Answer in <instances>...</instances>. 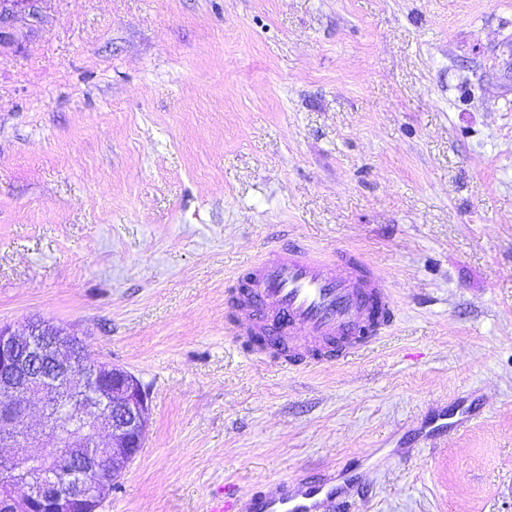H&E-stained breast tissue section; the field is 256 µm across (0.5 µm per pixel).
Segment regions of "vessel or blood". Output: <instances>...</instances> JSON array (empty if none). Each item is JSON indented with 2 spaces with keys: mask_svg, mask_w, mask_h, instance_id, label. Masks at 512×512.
Instances as JSON below:
<instances>
[{
  "mask_svg": "<svg viewBox=\"0 0 512 512\" xmlns=\"http://www.w3.org/2000/svg\"><path fill=\"white\" fill-rule=\"evenodd\" d=\"M225 302L252 310L253 322L237 334L265 337L260 358L300 370L360 356L382 339L395 310L391 289L362 253L322 256L299 244L268 248L239 272ZM362 466L351 457L334 474H300L268 491L231 487L227 494L237 512H353L365 494Z\"/></svg>",
  "mask_w": 512,
  "mask_h": 512,
  "instance_id": "obj_1",
  "label": "vessel or blood"
}]
</instances>
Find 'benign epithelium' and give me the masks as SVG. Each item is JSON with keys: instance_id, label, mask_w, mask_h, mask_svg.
<instances>
[{"instance_id": "obj_1", "label": "benign epithelium", "mask_w": 512, "mask_h": 512, "mask_svg": "<svg viewBox=\"0 0 512 512\" xmlns=\"http://www.w3.org/2000/svg\"><path fill=\"white\" fill-rule=\"evenodd\" d=\"M20 2L38 19L41 0H0V46L11 43ZM76 342L59 325L0 324V447L21 439L39 447L24 459L0 455V512H34L37 505L46 512H101L120 467L144 447L149 406L140 381ZM31 397L42 402L36 434Z\"/></svg>"}]
</instances>
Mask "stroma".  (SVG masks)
<instances>
[{
    "mask_svg": "<svg viewBox=\"0 0 512 512\" xmlns=\"http://www.w3.org/2000/svg\"><path fill=\"white\" fill-rule=\"evenodd\" d=\"M361 251L385 337L311 371L233 336L264 247ZM145 387L102 512H207L369 460L356 512H512V0H42L0 48V323ZM477 416L423 444L440 411Z\"/></svg>",
    "mask_w": 512,
    "mask_h": 512,
    "instance_id": "35a3bbf8",
    "label": "stroma"
}]
</instances>
